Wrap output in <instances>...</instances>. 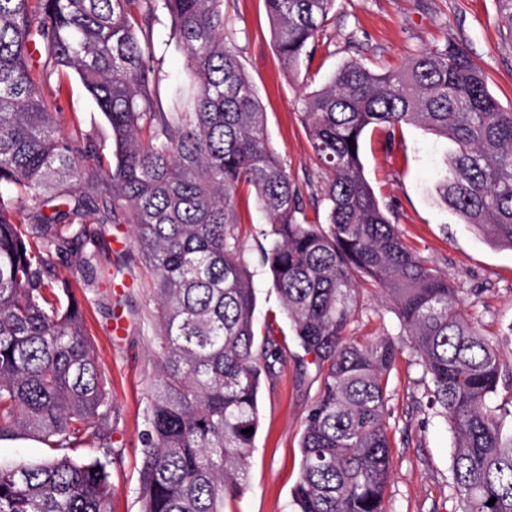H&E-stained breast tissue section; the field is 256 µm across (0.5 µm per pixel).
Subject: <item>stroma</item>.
Wrapping results in <instances>:
<instances>
[{"instance_id": "1", "label": "stroma", "mask_w": 512, "mask_h": 512, "mask_svg": "<svg viewBox=\"0 0 512 512\" xmlns=\"http://www.w3.org/2000/svg\"><path fill=\"white\" fill-rule=\"evenodd\" d=\"M224 17L265 113L268 140L300 185L308 213L322 220L327 217L322 199L326 175L313 153L302 112L305 96L325 87L343 64L357 61L385 71L452 37L467 45L502 108H512V38L498 25L497 0H336L324 30L309 46V58L294 72L286 71L279 59L264 0H224ZM170 31L169 17L161 16L154 26V42L163 59L164 97L185 76L184 54L171 41ZM44 92L51 110L63 114L64 130L87 134L100 156L111 160L110 127L78 77L67 79L61 92L49 86ZM451 148L449 141L415 124L403 125L391 141L380 131H370L363 140L364 174L403 241L447 276L465 313L493 340L503 362L512 365V249L493 243L441 203L437 174ZM235 206L241 254L256 296V324L277 319L281 357L259 392L260 427L248 458L250 489L226 509L294 512L300 438L321 380L312 356L305 354L282 318L281 299L261 263L266 224L254 193L241 191ZM102 230L98 282L78 291L77 298L111 392L110 429L105 439L89 440L76 456H107L114 488L112 512H142L139 475L158 342L155 273L133 244L132 225L109 223ZM351 331L357 340L390 341L400 349L388 380L390 512H454L449 486L453 432L428 408L430 379L392 302L377 286L362 291Z\"/></svg>"}]
</instances>
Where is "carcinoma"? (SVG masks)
I'll use <instances>...</instances> for the list:
<instances>
[{"label": "carcinoma", "mask_w": 512, "mask_h": 512, "mask_svg": "<svg viewBox=\"0 0 512 512\" xmlns=\"http://www.w3.org/2000/svg\"><path fill=\"white\" fill-rule=\"evenodd\" d=\"M265 4L276 50L295 71L336 0ZM160 11L190 73L166 106L154 52ZM37 44L40 71L31 63ZM73 73L109 124L112 165L49 110L44 88L53 81L61 91ZM304 108L327 175L326 229L309 222L300 186L268 142L265 112L225 37L224 0H0V439L33 437L50 451L0 464V512H112L106 465L73 456L89 437L105 436L112 399L75 285L52 262L77 249L76 272L93 286L100 232L89 222L90 198L76 194L89 178L110 203L102 220L133 225L157 275L143 512H224L249 489L261 375L279 342L271 323L256 342L235 208L245 186L270 226L262 265L321 377L300 439L295 512H389L385 411L398 349L349 338L359 273L391 297L430 377V405L454 431L457 512H512V427H504L512 401L489 403L501 383L512 386V367L448 279L403 241L361 160L369 129L392 137L414 123L452 140L440 199L512 249V109L453 39L382 73L347 62ZM20 205L31 223L15 221Z\"/></svg>", "instance_id": "cac0c4a2"}]
</instances>
